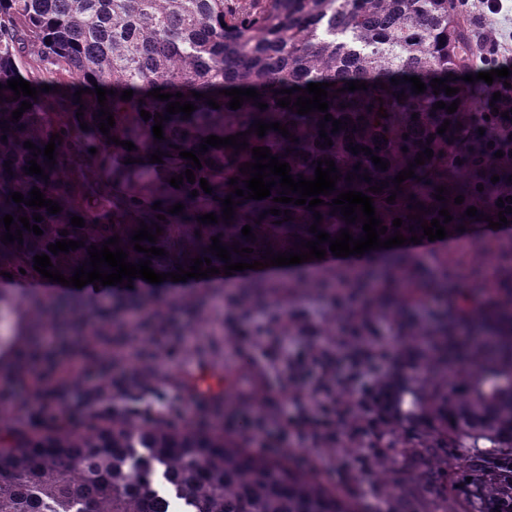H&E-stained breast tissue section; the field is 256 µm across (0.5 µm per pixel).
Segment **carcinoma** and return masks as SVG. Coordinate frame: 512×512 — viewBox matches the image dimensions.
Listing matches in <instances>:
<instances>
[{
	"label": "carcinoma",
	"mask_w": 512,
	"mask_h": 512,
	"mask_svg": "<svg viewBox=\"0 0 512 512\" xmlns=\"http://www.w3.org/2000/svg\"><path fill=\"white\" fill-rule=\"evenodd\" d=\"M454 0H0V84L23 78L40 90L37 98L0 91V124L10 122L7 141H0V219L10 214L26 216L38 224L43 235L23 229L19 221L11 230H22L23 244H3L0 240V273L14 279L40 276L33 258L42 253L66 277L89 259L87 247H98L119 235V247L128 261L147 259L130 243L140 223H154L162 233L152 244L165 249L166 255L154 256L151 268L157 272L185 270L191 259H211V266L223 268L225 262L207 251L211 237L232 249L249 247L245 256L231 253L233 262L263 261L266 250L292 252L294 243L314 240L309 232L315 222L305 205L273 201L271 196L244 199L232 194V177L248 176L239 167L252 161V148L267 147L270 152L287 154L284 161L290 174L311 179L317 160L331 158L342 174L334 192L320 196L325 204L316 207L323 221L319 229L335 237L350 229L353 238L363 235V223L346 224L341 212H333L332 199L345 190L359 191L373 198L376 215L387 227L385 236L398 231L411 235L423 233L421 223L439 217V210L455 209L454 198L470 195L479 173L454 158L462 135L457 123L464 122L468 92L448 96L433 93L432 79H444L462 60L466 49L464 16ZM417 76L426 91L417 94L403 77ZM399 80L394 85L391 79ZM350 81L366 83L368 88L341 91ZM334 83L328 91V113L339 120L353 119L348 128L332 132L325 129L332 145L315 144L320 139L319 125L324 113L299 115L296 108L277 105L281 89L306 88L309 83ZM74 83L110 88L106 109L113 114L114 128L105 136L97 127L101 109L98 98L82 97L76 103L72 94L59 90ZM47 84L53 91L45 93ZM386 88H381V85ZM159 88L163 93L180 92L183 97L161 101L148 95ZM253 88L258 101L268 104L261 110L254 100L241 108L228 106L231 97L221 91ZM133 90L131 100L121 99L122 91ZM204 98L192 97V92ZM404 93L406 99L397 100ZM212 97L220 105L207 104ZM29 101L32 107L19 120L11 121L12 111ZM189 101L197 109L191 117L167 115L168 102ZM458 100V109L449 114L433 109L438 101L450 105ZM346 107H340V104ZM151 115L169 116L163 122L164 139L154 138V119L147 121L141 110ZM84 116L76 117L77 111ZM386 118L377 115L379 111ZM418 120H412V114ZM256 120L279 122L292 135L283 137L266 131L260 137L245 136L248 148L208 147L199 144L209 135L228 137L250 129ZM449 129L437 133L444 121ZM88 124L82 130L80 123ZM61 134L56 146L54 167L44 164L46 157L23 147L31 141L43 149L51 135ZM408 137H403V134ZM115 136L131 141L129 151L112 142ZM371 148L372 155L390 162L383 171L372 163L371 155H354L350 144ZM196 150L202 168L179 157V151ZM407 151H402V148ZM433 157L414 167L415 177L401 184L395 202L385 198L394 192L392 180L415 161L425 148ZM97 149L91 154L89 149ZM291 153H286V149ZM166 153L163 163L149 160L155 150ZM308 157L301 156V153ZM136 159L133 164L126 158ZM37 159L49 179L25 174L27 161ZM11 162L8 174L5 162ZM361 164L354 170L355 164ZM193 169L195 183L183 181L176 189L171 177ZM357 173L351 182L347 174ZM372 182H388L383 192L368 191L362 174ZM213 188L207 194L200 179ZM45 198L62 207L51 214L43 207L35 210L8 198L20 192L30 199L33 187ZM448 189L444 203L435 198L436 188ZM197 191L198 196L190 195ZM238 202L231 223H224L221 199L227 195ZM414 198H409V195ZM161 202L158 209L155 202ZM424 203L421 220L408 206ZM176 203L185 205L179 214L168 210ZM271 208L291 210L292 219L268 213ZM44 220L37 223L33 213ZM216 213L218 223L197 221L202 214ZM265 218H259L260 214ZM165 219H157V215ZM79 216L85 226L74 227L70 219ZM403 220L399 228L394 219ZM260 223H255V220ZM252 227L256 240H246L243 226ZM68 230L67 236L60 235ZM200 235H195V232ZM66 238L83 241L84 246L70 252L53 254L48 245ZM25 273H20V270ZM338 272L332 270L317 277L301 275L292 282L243 280L230 307L245 312L277 292H301L331 288ZM379 288L369 304L356 311L352 335L373 336L378 332L377 317L386 315L401 336L413 337L405 354L419 363L423 372L405 375L391 373L380 381L388 394L387 413L395 426L410 418L422 417L438 433L431 440L414 445L419 459L436 457L443 468L421 470L418 480L442 499L462 503V512H512V313L501 311L494 303L474 310L478 298L468 288L448 287V261L435 260L430 267L408 256H391L377 274ZM428 296L439 300L432 317L424 319L414 311L417 301ZM80 314L94 321H111L132 306L133 297L112 299V310L101 313L90 295L77 301ZM39 312L37 322L50 318L36 302L27 306L0 293V317L13 321L15 332L23 322ZM464 450L463 470L448 479V449ZM175 501L178 512H360L339 493L306 474L286 460L276 459L243 446L221 431L196 432L175 426H134L113 423L92 426L76 433L60 426L42 434H20L0 438V512H169L161 500Z\"/></svg>",
	"instance_id": "1"
}]
</instances>
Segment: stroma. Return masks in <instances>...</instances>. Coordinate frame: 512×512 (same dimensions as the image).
Returning <instances> with one entry per match:
<instances>
[{"instance_id": "1", "label": "stroma", "mask_w": 512, "mask_h": 512, "mask_svg": "<svg viewBox=\"0 0 512 512\" xmlns=\"http://www.w3.org/2000/svg\"><path fill=\"white\" fill-rule=\"evenodd\" d=\"M447 258L454 281L478 279L483 298L497 296V272L512 260V234H471L448 243L437 251ZM154 312L159 331L154 336L134 334L120 322L99 328L72 329L69 320L58 322L55 343H39L36 334L11 336L0 330V434L48 430L38 415L39 404L63 417L80 413L101 417L103 424L129 421L141 424L145 415L177 413L181 427L209 431L230 428L243 438L241 426L250 417L264 414L266 425L275 430L283 444L297 449L300 457L318 459L314 473L329 486L360 501L369 512H441L440 503L416 479L409 448L416 437L431 438L432 429L420 420L407 423L391 456L397 462L384 470L380 456H369V435L362 433L361 421L369 419L364 408H355V424L342 430L334 447H326L317 437L281 422L277 415L276 389L257 393L255 400L239 401L225 381L224 352L239 348L243 357L257 358L265 372L281 370L275 344L260 350L240 342L239 332L257 326L266 314L258 309L250 317L227 321L224 302L234 297L223 278L206 282L179 281L153 286ZM275 312L289 305L305 308L317 321L335 317L344 323L348 309H337L330 293H306L299 298L271 295ZM116 344L139 347L136 358L113 356ZM80 363L84 376L59 381L65 366ZM51 384L45 395L28 391L32 375Z\"/></svg>"}]
</instances>
